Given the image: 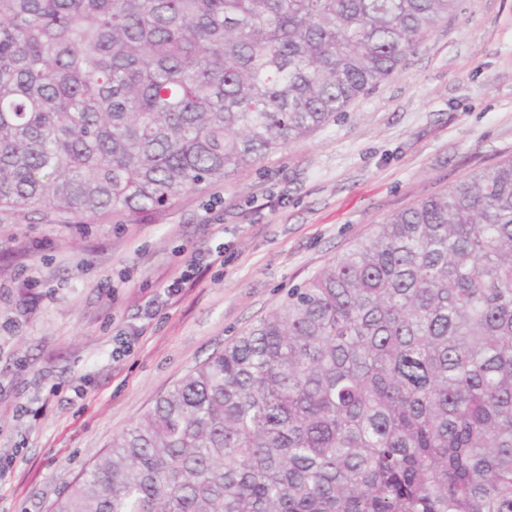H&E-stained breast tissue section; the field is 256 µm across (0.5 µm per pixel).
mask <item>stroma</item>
<instances>
[{
    "label": "stroma",
    "instance_id": "stroma-1",
    "mask_svg": "<svg viewBox=\"0 0 512 512\" xmlns=\"http://www.w3.org/2000/svg\"><path fill=\"white\" fill-rule=\"evenodd\" d=\"M510 157L512 0H459L346 115L227 182L135 218L0 214V512H48L289 288L391 214ZM219 246L221 263L142 324L157 285Z\"/></svg>",
    "mask_w": 512,
    "mask_h": 512
}]
</instances>
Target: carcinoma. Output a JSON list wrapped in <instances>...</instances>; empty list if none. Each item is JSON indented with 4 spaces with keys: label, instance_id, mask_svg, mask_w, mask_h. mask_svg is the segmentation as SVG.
I'll use <instances>...</instances> for the list:
<instances>
[{
    "label": "carcinoma",
    "instance_id": "carcinoma-1",
    "mask_svg": "<svg viewBox=\"0 0 512 512\" xmlns=\"http://www.w3.org/2000/svg\"><path fill=\"white\" fill-rule=\"evenodd\" d=\"M458 0H0V214L131 216L347 112ZM50 512H512V158L375 225Z\"/></svg>",
    "mask_w": 512,
    "mask_h": 512
}]
</instances>
